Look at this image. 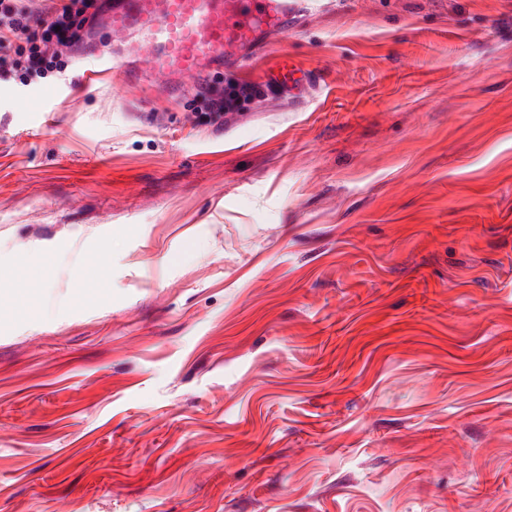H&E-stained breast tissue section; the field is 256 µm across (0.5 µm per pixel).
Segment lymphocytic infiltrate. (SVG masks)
I'll list each match as a JSON object with an SVG mask.
<instances>
[{"mask_svg":"<svg viewBox=\"0 0 512 512\" xmlns=\"http://www.w3.org/2000/svg\"><path fill=\"white\" fill-rule=\"evenodd\" d=\"M98 8V0H49L43 9L22 0H0V74L23 85L33 77L60 79L66 69L61 47L80 45ZM225 83L223 95L207 100V123H223L241 103L266 96L260 86L249 82L229 77Z\"/></svg>","mask_w":512,"mask_h":512,"instance_id":"1","label":"lymphocytic infiltrate"}]
</instances>
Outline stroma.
Listing matches in <instances>:
<instances>
[{"mask_svg":"<svg viewBox=\"0 0 512 512\" xmlns=\"http://www.w3.org/2000/svg\"><path fill=\"white\" fill-rule=\"evenodd\" d=\"M196 123L0 76V512H512V0H320ZM267 83L288 89V94H295L299 88L309 87L314 83V78L305 76L289 60H284L281 65L266 79ZM225 83L224 96L209 97L207 100L209 112L200 115L195 113L196 119L200 120L204 116L207 124H222L227 115L239 112L241 103L260 100L267 95L260 86L249 82L229 77L225 78Z\"/></svg>","mask_w":512,"mask_h":512,"instance_id":"obj_1","label":"stroma"}]
</instances>
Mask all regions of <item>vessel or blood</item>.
I'll return each mask as SVG.
<instances>
[{
	"mask_svg": "<svg viewBox=\"0 0 512 512\" xmlns=\"http://www.w3.org/2000/svg\"><path fill=\"white\" fill-rule=\"evenodd\" d=\"M311 5L312 0H112L103 26L124 55L95 61L84 80L92 82L109 70L127 81L145 79L177 100L189 83L239 64L242 48L259 49V31L287 32ZM267 81L292 92L313 79L286 60Z\"/></svg>",
	"mask_w": 512,
	"mask_h": 512,
	"instance_id": "vessel-or-blood-1",
	"label": "vessel or blood"
}]
</instances>
